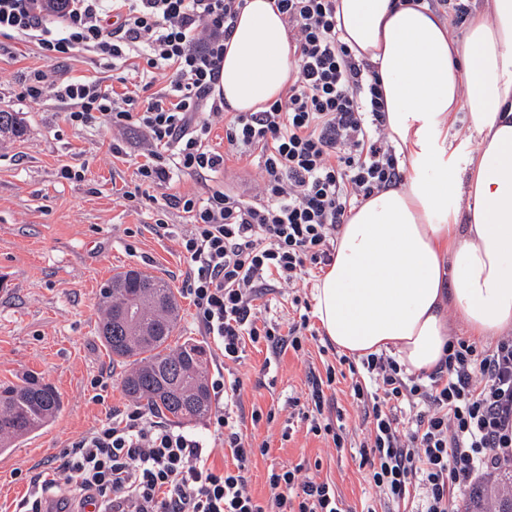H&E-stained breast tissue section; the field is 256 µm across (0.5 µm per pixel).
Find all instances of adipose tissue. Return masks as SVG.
Masks as SVG:
<instances>
[{"label":"adipose tissue","mask_w":512,"mask_h":512,"mask_svg":"<svg viewBox=\"0 0 512 512\" xmlns=\"http://www.w3.org/2000/svg\"><path fill=\"white\" fill-rule=\"evenodd\" d=\"M338 6L343 42L381 77L406 170L349 213L316 279L314 315L342 353L386 352L407 373L428 372L454 338L453 318L483 340L512 331V0H486L460 42L424 6ZM293 53L269 0H249L221 69L229 110L277 100L295 78ZM459 118L475 143L461 169L447 149Z\"/></svg>","instance_id":"1"}]
</instances>
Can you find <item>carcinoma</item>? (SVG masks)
<instances>
[{
	"mask_svg": "<svg viewBox=\"0 0 512 512\" xmlns=\"http://www.w3.org/2000/svg\"><path fill=\"white\" fill-rule=\"evenodd\" d=\"M0 133L20 139L27 126L19 113L1 110ZM140 276L129 288L120 284L117 273L102 288L99 337L112 362L126 367L122 388L127 397L171 422L200 420L212 408L205 350L197 342L171 345L179 324L177 297L164 279L143 272ZM129 294L139 296L132 323L123 319ZM62 409L58 390L34 374L19 383H0V454L46 429ZM462 512H512V467H501L475 485Z\"/></svg>",
	"mask_w": 512,
	"mask_h": 512,
	"instance_id": "1",
	"label": "carcinoma"
}]
</instances>
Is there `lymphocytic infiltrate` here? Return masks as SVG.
Masks as SVG:
<instances>
[{
	"instance_id": "1",
	"label": "lymphocytic infiltrate",
	"mask_w": 512,
	"mask_h": 512,
	"mask_svg": "<svg viewBox=\"0 0 512 512\" xmlns=\"http://www.w3.org/2000/svg\"><path fill=\"white\" fill-rule=\"evenodd\" d=\"M248 0H68L50 13L44 0H0V38L33 43L49 67L29 75L25 95L53 97L75 128L101 124L146 137L142 182L178 173L208 177L200 194H169L157 205L189 224L179 246L186 291L204 336L231 361L247 345L272 355L304 351L309 306L294 290L332 263L352 205L400 183L404 170L389 143L381 80L341 39L337 0H273L294 49L297 78L257 112H228L215 91L224 52ZM85 53L112 68L111 80L59 73L56 63ZM137 82L127 89V70ZM125 92H117L116 84ZM224 125V149L210 144ZM254 159L250 193L227 190L215 176L227 160ZM293 294L288 326L272 321L265 298ZM354 377L352 398L367 437L360 465L375 495L362 512H459L458 498L480 476L512 462V336L490 348L459 338L435 368L407 373L391 356L359 364L340 357ZM337 365L309 372L308 394L294 416L312 434L343 447L346 427L330 413ZM210 429L234 460L218 470L211 449L137 405L73 442L60 477H34L22 512H43L47 491L64 483L92 496L98 512H345L334 484L301 467L271 470V495L249 490V464L266 454L219 408Z\"/></svg>"
}]
</instances>
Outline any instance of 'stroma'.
Returning a JSON list of instances; mask_svg holds the SVG:
<instances>
[{"mask_svg":"<svg viewBox=\"0 0 512 512\" xmlns=\"http://www.w3.org/2000/svg\"><path fill=\"white\" fill-rule=\"evenodd\" d=\"M47 61L32 44H12L0 54V110L21 113L28 128L23 139L0 137V382L40 374L61 392L62 415L38 435L0 456V512H14L36 472H52L62 451L123 411L130 400L122 390L123 367L114 365L98 335L102 286L130 267L164 278L181 306L174 344L205 347L208 379L238 385L243 430L266 443L267 455L250 464V490L269 496L272 465H302L303 472L336 486L347 512H361L370 489L360 468L359 445L365 429L351 397V381H336L335 401L344 415L343 448L314 436L307 423L289 422V403L307 389L309 369H322L325 336L309 340L303 353L267 357L264 346L246 347L240 362L224 361L202 336L186 292L187 265L179 235L187 222L169 211L171 234L157 235L152 209L125 199L140 179L128 161L140 151L143 136L129 128L120 137L92 126L74 128L66 108L53 98L29 102L22 95L29 73ZM124 152H112L113 141ZM82 173L61 178L63 166ZM275 411L274 421L252 422L253 410Z\"/></svg>","mask_w":512,"mask_h":512,"instance_id":"1","label":"stroma"}]
</instances>
